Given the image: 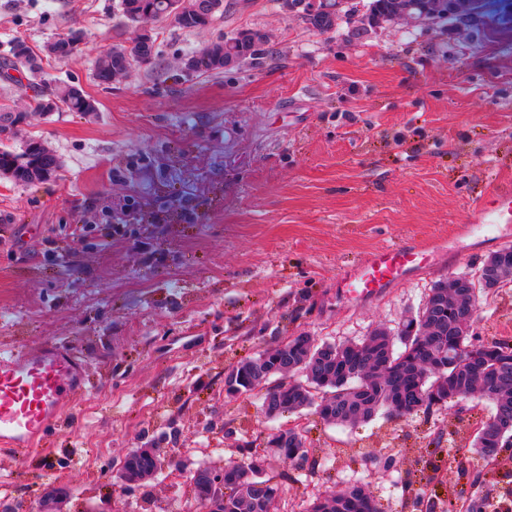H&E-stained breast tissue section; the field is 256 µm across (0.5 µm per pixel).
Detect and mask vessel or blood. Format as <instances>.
Here are the masks:
<instances>
[{
  "instance_id": "vessel-or-blood-1",
  "label": "vessel or blood",
  "mask_w": 512,
  "mask_h": 512,
  "mask_svg": "<svg viewBox=\"0 0 512 512\" xmlns=\"http://www.w3.org/2000/svg\"><path fill=\"white\" fill-rule=\"evenodd\" d=\"M512 223V186L493 185L487 198L475 205L463 236L488 239L499 225ZM426 244H398L374 251L341 281L350 300L378 296L393 284L430 265ZM85 377L82 362L66 347L50 344L32 354L0 351V445L34 446L45 442L53 421Z\"/></svg>"
}]
</instances>
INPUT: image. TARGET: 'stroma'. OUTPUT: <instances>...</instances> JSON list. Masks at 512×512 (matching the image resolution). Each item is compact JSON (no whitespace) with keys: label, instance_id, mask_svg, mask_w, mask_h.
<instances>
[{"label":"stroma","instance_id":"35a3bbf8","mask_svg":"<svg viewBox=\"0 0 512 512\" xmlns=\"http://www.w3.org/2000/svg\"><path fill=\"white\" fill-rule=\"evenodd\" d=\"M320 32L284 0H226L224 15L185 31L148 22L158 55L111 86L95 57L132 46L119 0H0V55L26 43L43 92L81 87L92 114L34 113L33 92L0 96L30 111L14 150L36 138L59 157L50 180L0 176V346L72 348L89 384L46 448L0 446V499L39 512L58 482L73 496L55 512H172L192 506L171 470L127 492L118 463L131 449L176 450L186 467L223 465L239 445L260 450L273 426L257 396L224 395V373L303 332L359 341L418 311L439 280L472 273L501 242L454 240L495 181L512 183V22L498 5L448 23L362 27L367 0ZM244 29L262 51L221 71L188 72L187 50ZM83 48L59 60L57 38ZM439 241L433 264L380 297L343 299L339 280L373 251ZM474 330L512 337V287L480 297ZM489 407L447 405L351 427L305 413L303 467L270 458L276 512H306L309 485L360 483L385 512H414L415 461L455 429L454 455L430 489L450 490L482 464L472 422Z\"/></svg>","mask_w":512,"mask_h":512}]
</instances>
